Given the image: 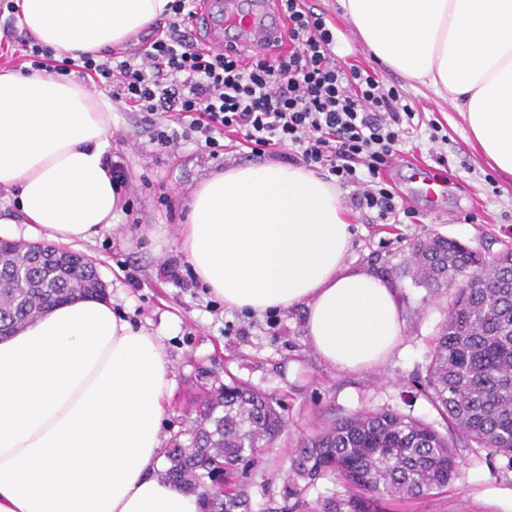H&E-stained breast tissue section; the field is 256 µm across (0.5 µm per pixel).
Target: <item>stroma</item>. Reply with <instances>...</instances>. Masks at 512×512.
<instances>
[{
  "mask_svg": "<svg viewBox=\"0 0 512 512\" xmlns=\"http://www.w3.org/2000/svg\"><path fill=\"white\" fill-rule=\"evenodd\" d=\"M336 27L338 60L370 70L384 87L396 88L413 105V129L400 145L384 178L395 187L413 218L383 224L375 212L350 209L353 238L349 265L375 273L396 288L404 319L401 342L382 365L343 372L326 364L305 331V309L294 306L257 317L225 308L193 275L177 250L190 192L212 173L258 161L250 148L234 144L212 156L200 144L176 151L156 149L140 113L112 105V157L128 172L124 211L115 228L76 252L93 260L108 298L135 327L164 347L173 389L165 402L161 441H188L198 384L242 383L276 399L286 421L282 434L236 487L249 512H319L323 501L342 493L331 476L293 479L289 458L301 442L328 424L367 411H394L423 420L439 432L448 425L423 392L430 352L448 315L451 293L422 288L410 275L411 246L441 235L460 241L485 258L512 247V176L492 169L472 146L468 128L452 106L434 92L376 62L337 0H306ZM438 139H431L432 126ZM447 185L444 197L413 195L414 163ZM165 225L168 244L156 252L149 232ZM177 261L180 280L162 269ZM460 464L448 488L422 499L388 502L389 512H512V461L456 439Z\"/></svg>",
  "mask_w": 512,
  "mask_h": 512,
  "instance_id": "1",
  "label": "stroma"
}]
</instances>
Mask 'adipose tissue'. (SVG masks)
<instances>
[{"label":"adipose tissue","mask_w":512,"mask_h":512,"mask_svg":"<svg viewBox=\"0 0 512 512\" xmlns=\"http://www.w3.org/2000/svg\"><path fill=\"white\" fill-rule=\"evenodd\" d=\"M170 0H15L27 37L56 57H101L165 18ZM373 55L433 90L484 156L512 175V0H338ZM112 105L80 81L0 71V189L27 233L87 242L124 196L107 166ZM335 185L302 165L255 162L193 190L178 243L200 284L255 315L305 307L331 367L384 363L403 320L378 275L351 269ZM172 387L164 348L86 298L0 338V512H202L157 477Z\"/></svg>","instance_id":"1"}]
</instances>
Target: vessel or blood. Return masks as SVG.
Instances as JSON below:
<instances>
[{
  "instance_id": "1",
  "label": "vessel or blood",
  "mask_w": 512,
  "mask_h": 512,
  "mask_svg": "<svg viewBox=\"0 0 512 512\" xmlns=\"http://www.w3.org/2000/svg\"><path fill=\"white\" fill-rule=\"evenodd\" d=\"M223 13L225 22L221 25L216 24L209 8H202L197 14L198 21L215 25V49L226 48L233 38L262 48L278 33L277 21L267 13L264 0H224Z\"/></svg>"
}]
</instances>
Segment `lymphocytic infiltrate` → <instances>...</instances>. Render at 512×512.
I'll use <instances>...</instances> for the list:
<instances>
[{"mask_svg":"<svg viewBox=\"0 0 512 512\" xmlns=\"http://www.w3.org/2000/svg\"><path fill=\"white\" fill-rule=\"evenodd\" d=\"M199 6L200 0H172L165 33L132 53L75 62L26 40L23 58L50 74L77 67L94 87L141 113L161 150L193 140L216 156L226 132L234 131L255 153L277 156L292 147L290 162L352 188L355 208L375 211L379 220L411 217L379 177L414 109L367 69L338 62L324 14L307 8L305 0H276L286 20L281 48L247 61L237 49L202 47L191 28Z\"/></svg>","mask_w":512,"mask_h":512,"instance_id":"obj_1","label":"lymphocytic infiltrate"}]
</instances>
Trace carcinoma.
I'll return each instance as SVG.
<instances>
[{"instance_id":"obj_1","label":"carcinoma","mask_w":512,"mask_h":512,"mask_svg":"<svg viewBox=\"0 0 512 512\" xmlns=\"http://www.w3.org/2000/svg\"><path fill=\"white\" fill-rule=\"evenodd\" d=\"M415 283L452 297L431 354L424 392L452 431L512 463V248L487 264L477 251L440 236L412 247ZM104 289L81 254L44 245L23 252L0 240V337L49 309ZM190 446L165 451L163 478L203 494L208 512H237L245 500L215 481L250 465L284 427L274 401L241 384L205 391ZM459 463L448 436L394 412L340 419L304 440L291 459L300 479L334 476L344 494L321 512H370L374 499H417L442 490Z\"/></svg>"}]
</instances>
